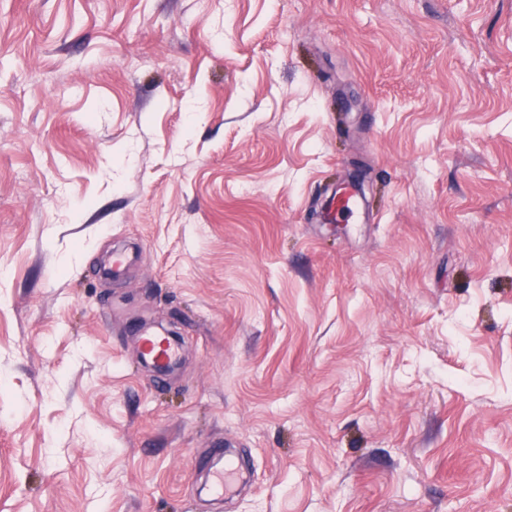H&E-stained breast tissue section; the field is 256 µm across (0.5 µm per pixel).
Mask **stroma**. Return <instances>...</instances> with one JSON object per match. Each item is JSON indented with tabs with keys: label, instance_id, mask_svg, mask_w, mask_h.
Segmentation results:
<instances>
[{
	"label": "stroma",
	"instance_id": "stroma-1",
	"mask_svg": "<svg viewBox=\"0 0 512 512\" xmlns=\"http://www.w3.org/2000/svg\"><path fill=\"white\" fill-rule=\"evenodd\" d=\"M0 512H512V0H0ZM140 336L144 349L151 352L159 364L174 360L176 350L167 344L163 336H153L148 333H143Z\"/></svg>",
	"mask_w": 512,
	"mask_h": 512
}]
</instances>
